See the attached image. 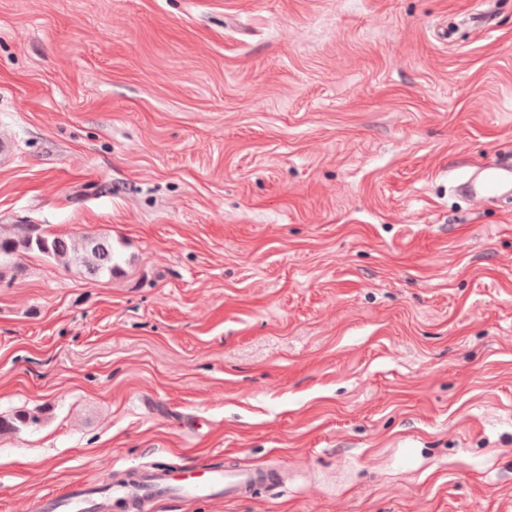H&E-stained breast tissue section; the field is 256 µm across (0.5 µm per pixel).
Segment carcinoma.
<instances>
[{
	"instance_id": "cac0c4a2",
	"label": "carcinoma",
	"mask_w": 512,
	"mask_h": 512,
	"mask_svg": "<svg viewBox=\"0 0 512 512\" xmlns=\"http://www.w3.org/2000/svg\"><path fill=\"white\" fill-rule=\"evenodd\" d=\"M39 253L48 258H66L91 279L110 278L121 271L110 236H84L80 239L51 235L28 229L18 236L0 235V264L10 262L20 268L16 257ZM41 417L26 410L0 416V436L17 434L37 425Z\"/></svg>"
}]
</instances>
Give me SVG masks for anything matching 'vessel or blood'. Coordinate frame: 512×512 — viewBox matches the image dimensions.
<instances>
[{
  "label": "vessel or blood",
  "instance_id": "1",
  "mask_svg": "<svg viewBox=\"0 0 512 512\" xmlns=\"http://www.w3.org/2000/svg\"><path fill=\"white\" fill-rule=\"evenodd\" d=\"M472 200L486 202L512 196V161L475 163L464 183ZM282 472L269 467H206L176 470L144 467L118 475L109 490L85 482L70 483L59 494L34 500V512H151L158 496L172 493L190 501L239 496L259 487L280 488Z\"/></svg>",
  "mask_w": 512,
  "mask_h": 512
}]
</instances>
